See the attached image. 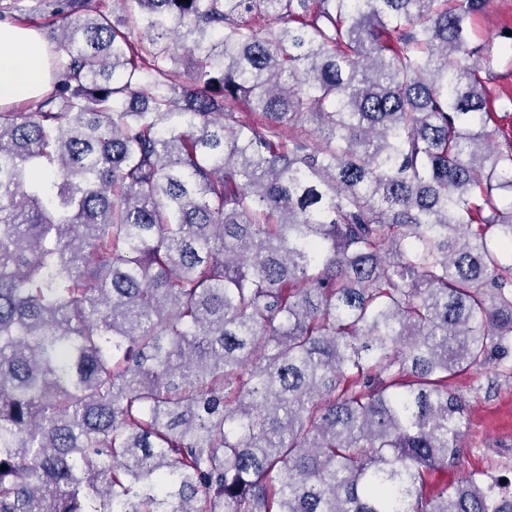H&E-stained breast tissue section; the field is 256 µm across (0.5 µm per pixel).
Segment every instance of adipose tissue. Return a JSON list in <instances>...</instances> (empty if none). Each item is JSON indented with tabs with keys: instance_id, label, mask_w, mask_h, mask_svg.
Returning <instances> with one entry per match:
<instances>
[{
	"instance_id": "1",
	"label": "adipose tissue",
	"mask_w": 512,
	"mask_h": 512,
	"mask_svg": "<svg viewBox=\"0 0 512 512\" xmlns=\"http://www.w3.org/2000/svg\"><path fill=\"white\" fill-rule=\"evenodd\" d=\"M49 81L41 35L0 21V106L37 98Z\"/></svg>"
}]
</instances>
